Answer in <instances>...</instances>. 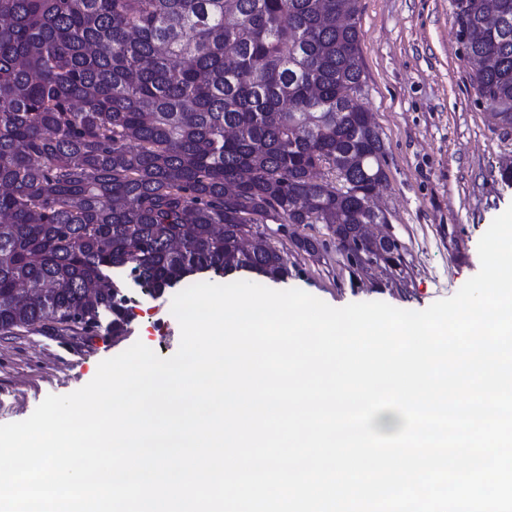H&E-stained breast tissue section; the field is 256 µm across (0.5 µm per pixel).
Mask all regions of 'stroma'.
Returning a JSON list of instances; mask_svg holds the SVG:
<instances>
[{
    "label": "stroma",
    "instance_id": "obj_1",
    "mask_svg": "<svg viewBox=\"0 0 512 512\" xmlns=\"http://www.w3.org/2000/svg\"><path fill=\"white\" fill-rule=\"evenodd\" d=\"M365 76L358 103L384 140L386 179L378 195L403 247L401 266L352 269L325 225L303 228L318 249L276 241L290 269L275 290L297 288L330 306L381 301L420 311L453 296L480 269L481 236L512 206V128L495 124L473 89L453 0H361ZM124 336H86L47 324L0 335V424L27 419L47 395L89 383L101 361L142 342L163 357L181 331L173 292L127 289Z\"/></svg>",
    "mask_w": 512,
    "mask_h": 512
}]
</instances>
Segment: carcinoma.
Listing matches in <instances>:
<instances>
[{
    "label": "carcinoma",
    "mask_w": 512,
    "mask_h": 512,
    "mask_svg": "<svg viewBox=\"0 0 512 512\" xmlns=\"http://www.w3.org/2000/svg\"><path fill=\"white\" fill-rule=\"evenodd\" d=\"M474 89L512 128V0H468ZM359 0H0V335L128 332L116 272L159 293L288 277L242 225L361 234L384 153L365 110Z\"/></svg>",
    "instance_id": "obj_1"
}]
</instances>
